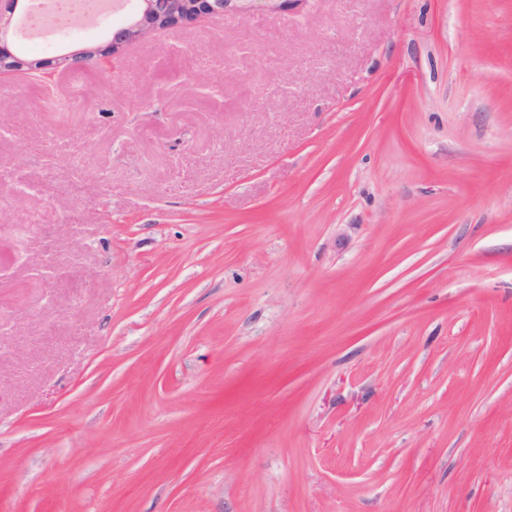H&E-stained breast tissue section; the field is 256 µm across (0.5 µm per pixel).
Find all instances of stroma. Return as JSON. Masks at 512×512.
<instances>
[{
	"instance_id": "35a3bbf8",
	"label": "stroma",
	"mask_w": 512,
	"mask_h": 512,
	"mask_svg": "<svg viewBox=\"0 0 512 512\" xmlns=\"http://www.w3.org/2000/svg\"><path fill=\"white\" fill-rule=\"evenodd\" d=\"M0 324V512H512V0L0 77Z\"/></svg>"
}]
</instances>
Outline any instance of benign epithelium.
Listing matches in <instances>:
<instances>
[{
  "label": "benign epithelium",
  "mask_w": 512,
  "mask_h": 512,
  "mask_svg": "<svg viewBox=\"0 0 512 512\" xmlns=\"http://www.w3.org/2000/svg\"><path fill=\"white\" fill-rule=\"evenodd\" d=\"M230 0H135L126 21L112 26L103 42L87 49L65 52L54 58L31 60L14 46L20 0H0V75L66 72L91 63L110 66L128 45L145 36L176 29L224 14Z\"/></svg>",
  "instance_id": "obj_1"
}]
</instances>
